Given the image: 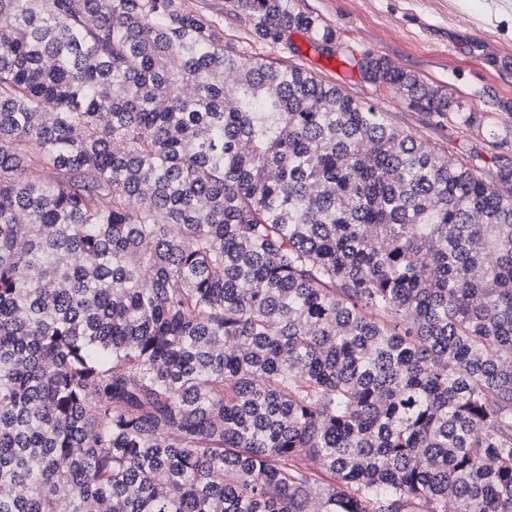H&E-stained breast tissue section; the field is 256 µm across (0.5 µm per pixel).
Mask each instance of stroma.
Listing matches in <instances>:
<instances>
[{
  "label": "stroma",
  "instance_id": "1",
  "mask_svg": "<svg viewBox=\"0 0 512 512\" xmlns=\"http://www.w3.org/2000/svg\"><path fill=\"white\" fill-rule=\"evenodd\" d=\"M188 10L222 21L225 45L296 64L381 112L452 160L487 165L493 148L481 130H462L416 112L390 90L364 82L353 62L372 53L446 89L479 117L512 116V0H300L336 32L338 52H314L305 35L277 44L250 37L251 24L229 0H184Z\"/></svg>",
  "mask_w": 512,
  "mask_h": 512
}]
</instances>
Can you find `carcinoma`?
<instances>
[{"label":"carcinoma","instance_id":"1","mask_svg":"<svg viewBox=\"0 0 512 512\" xmlns=\"http://www.w3.org/2000/svg\"><path fill=\"white\" fill-rule=\"evenodd\" d=\"M0 20V512H512L511 154L450 163L183 0Z\"/></svg>","mask_w":512,"mask_h":512}]
</instances>
